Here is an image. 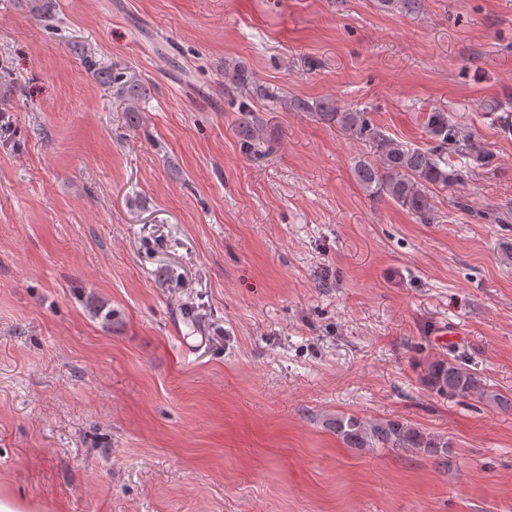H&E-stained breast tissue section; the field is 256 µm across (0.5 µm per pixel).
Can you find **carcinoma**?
I'll list each match as a JSON object with an SVG mask.
<instances>
[{
    "label": "carcinoma",
    "mask_w": 512,
    "mask_h": 512,
    "mask_svg": "<svg viewBox=\"0 0 512 512\" xmlns=\"http://www.w3.org/2000/svg\"><path fill=\"white\" fill-rule=\"evenodd\" d=\"M379 5L411 16L423 10L424 0H379ZM224 88L249 90L273 103L283 102L279 93L253 86L247 70L239 63H224ZM289 107L296 112L314 111L325 120L337 118L357 139L368 143L378 163L366 158L355 161V179L370 196L393 201L422 224L433 220L435 207L431 189H452L465 183L473 169L488 164L491 158L483 149L459 151L461 127L453 116L440 109L427 113L424 125L433 146L411 148L389 137L365 111L338 112L332 99L315 104L294 99L289 101ZM236 125L247 155L256 158L274 153L275 140L264 135L262 121L246 101L239 106ZM424 381L439 395L485 399L504 411H512V398L489 391L482 377L455 359L431 360ZM327 425L350 448L412 449L439 462L448 461L447 437L400 419L369 423L358 415L343 413L328 419Z\"/></svg>",
    "instance_id": "carcinoma-1"
}]
</instances>
